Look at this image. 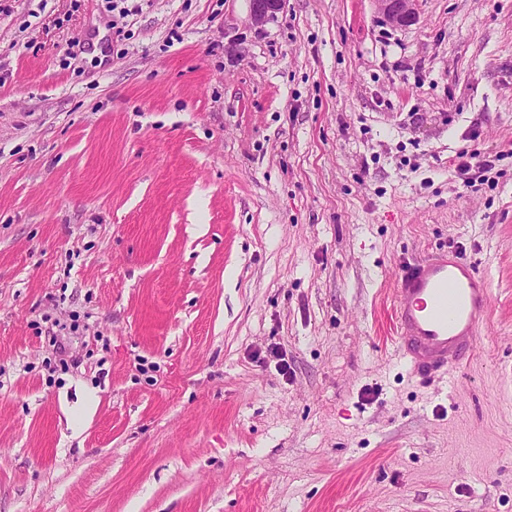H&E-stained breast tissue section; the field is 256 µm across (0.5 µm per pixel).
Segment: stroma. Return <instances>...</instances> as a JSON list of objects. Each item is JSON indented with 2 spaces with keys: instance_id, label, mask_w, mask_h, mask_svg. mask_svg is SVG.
Masks as SVG:
<instances>
[{
  "instance_id": "35a3bbf8",
  "label": "stroma",
  "mask_w": 512,
  "mask_h": 512,
  "mask_svg": "<svg viewBox=\"0 0 512 512\" xmlns=\"http://www.w3.org/2000/svg\"><path fill=\"white\" fill-rule=\"evenodd\" d=\"M415 10L0 0V512H512V0ZM448 248L491 311L422 383ZM249 24L262 28L273 21L283 6V0H250ZM382 15L395 26H407L416 19V0H375ZM458 158L464 159L458 164V171L462 175H470L465 177L464 186L472 190H478V187L485 182H489L490 174L495 168L494 160H490V156H482L478 151H461ZM489 312L486 278L456 251L438 252L405 271L394 288L396 351L421 382L448 375L474 357Z\"/></svg>"
}]
</instances>
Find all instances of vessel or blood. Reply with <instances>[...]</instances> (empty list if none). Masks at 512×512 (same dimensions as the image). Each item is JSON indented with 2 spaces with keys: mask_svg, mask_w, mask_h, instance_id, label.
<instances>
[{
  "mask_svg": "<svg viewBox=\"0 0 512 512\" xmlns=\"http://www.w3.org/2000/svg\"><path fill=\"white\" fill-rule=\"evenodd\" d=\"M490 312V287L467 258L444 250L398 279L395 345L410 373L433 381L470 362Z\"/></svg>",
  "mask_w": 512,
  "mask_h": 512,
  "instance_id": "obj_1",
  "label": "vessel or blood"
}]
</instances>
